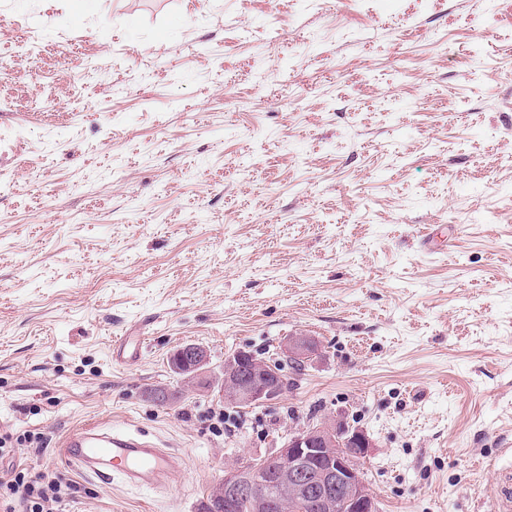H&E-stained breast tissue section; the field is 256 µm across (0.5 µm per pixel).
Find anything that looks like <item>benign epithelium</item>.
I'll list each match as a JSON object with an SVG mask.
<instances>
[{
  "instance_id": "7a95c632",
  "label": "benign epithelium",
  "mask_w": 512,
  "mask_h": 512,
  "mask_svg": "<svg viewBox=\"0 0 512 512\" xmlns=\"http://www.w3.org/2000/svg\"><path fill=\"white\" fill-rule=\"evenodd\" d=\"M281 354L306 364L318 351L316 340L303 333L286 336ZM209 363L206 348L190 344L172 361L173 370L191 379ZM287 393V382L274 367L246 351L224 361V402L252 407ZM371 441L366 432L336 422L297 429L280 447L242 466L228 468L218 489L199 504V512H234L245 501L254 512L280 505L277 494L292 500L294 512H377L373 494L360 468ZM274 459L278 467L267 469Z\"/></svg>"
}]
</instances>
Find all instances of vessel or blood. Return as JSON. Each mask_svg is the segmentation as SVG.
I'll list each match as a JSON object with an SVG mask.
<instances>
[{
    "label": "vessel or blood",
    "instance_id": "1",
    "mask_svg": "<svg viewBox=\"0 0 512 512\" xmlns=\"http://www.w3.org/2000/svg\"><path fill=\"white\" fill-rule=\"evenodd\" d=\"M60 454L81 475L118 479L154 491L168 486L178 466L176 456L153 438L108 423L74 429L62 440Z\"/></svg>",
    "mask_w": 512,
    "mask_h": 512
}]
</instances>
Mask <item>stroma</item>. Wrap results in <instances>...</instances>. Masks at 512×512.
<instances>
[{
	"label": "stroma",
	"mask_w": 512,
	"mask_h": 512,
	"mask_svg": "<svg viewBox=\"0 0 512 512\" xmlns=\"http://www.w3.org/2000/svg\"><path fill=\"white\" fill-rule=\"evenodd\" d=\"M293 332L320 350L292 390L226 407L225 359ZM191 343L196 381L168 365ZM334 419L379 512H496L512 0H0V434L42 438L0 474L61 477L65 512H197ZM93 421L180 454L170 490L68 468Z\"/></svg>",
	"instance_id": "stroma-1"
}]
</instances>
